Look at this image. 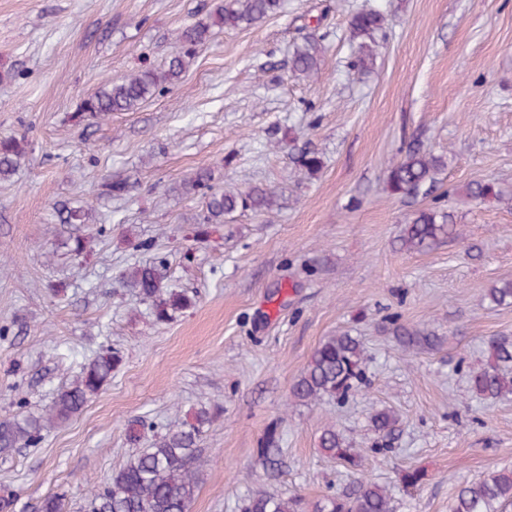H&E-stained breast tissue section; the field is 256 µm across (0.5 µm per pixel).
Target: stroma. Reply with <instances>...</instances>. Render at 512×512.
<instances>
[{"label": "stroma", "instance_id": "stroma-1", "mask_svg": "<svg viewBox=\"0 0 512 512\" xmlns=\"http://www.w3.org/2000/svg\"><path fill=\"white\" fill-rule=\"evenodd\" d=\"M216 3L0 0V137L30 143L0 180V419L42 413L101 346L124 358L79 415L0 455V490L14 492L12 512H37L51 493L83 512L91 483L149 446L130 442L131 420L162 431L217 404L191 512H240L257 491L314 501L361 478L390 488L393 512H450L461 486L512 465V396L481 400L467 384L486 340L512 336V306L484 298L512 279V201L465 195L488 181L512 194V0H284L261 26L216 31L180 83L136 111L76 119L105 81L164 62L177 31ZM372 7L387 22L360 77L349 19ZM312 32L321 68L295 76L293 46ZM415 140L448 166L410 201L384 174ZM304 149L322 156L314 174L294 167ZM201 168L221 188L267 185L281 206L236 212L193 240L203 199L180 185ZM108 177L127 179L124 199L100 197ZM88 198L90 223H56L55 201ZM435 204L455 211L462 239L402 251V226ZM77 234L81 257L65 246ZM146 238L156 251L136 249ZM156 255L194 299L164 324L117 280ZM390 314L441 347L404 350L382 330ZM342 331L364 344L366 387L342 405L291 400L313 350ZM380 409L399 417L388 452L373 448ZM330 425L358 448V469L321 454ZM272 427L274 471L257 453ZM409 468L427 477L408 494Z\"/></svg>", "mask_w": 512, "mask_h": 512}]
</instances>
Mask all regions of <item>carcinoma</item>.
<instances>
[{"label":"carcinoma","instance_id":"cac0c4a2","mask_svg":"<svg viewBox=\"0 0 512 512\" xmlns=\"http://www.w3.org/2000/svg\"><path fill=\"white\" fill-rule=\"evenodd\" d=\"M282 0H224L205 17L184 27L176 37L177 50L166 67L158 70L145 67L124 77L108 80L83 99L77 111L79 117L88 113L105 119L114 112H131L153 97L164 84L173 85L185 71L195 47L205 44L214 26L247 28L263 22L279 12ZM384 14L376 9L351 15L353 37H360L353 69L359 74L369 71L373 62L372 44L375 35L384 29ZM320 39L311 36L293 48L292 71L297 76L312 77L319 70ZM29 141L24 135L0 137V180L13 176L26 156ZM299 166L312 174L322 166L318 152L308 151L298 159ZM446 165L445 158L410 145L402 156L385 172L389 193L400 198H416L437 183V175ZM212 174L199 172L182 182L184 194H199L205 209L195 230L199 238L207 226L224 223V217L237 210L270 212L279 207L275 191L252 186L246 191L216 188ZM127 191L124 180L107 178L100 195L121 197ZM470 199H503V193L491 182L468 185ZM90 202L77 204L61 200L54 206L59 224H87ZM462 237L456 216L451 211L424 208L414 213L404 225L399 241L408 252L422 251L445 239ZM122 287L139 295L148 304L159 323L172 319L174 313L193 305L187 293L171 287L167 261L157 257L145 264H133L119 274ZM485 300L494 306L512 304V280L496 283L487 290ZM384 328L404 348L432 349L439 337L432 332L410 328L399 322V316L386 318ZM486 362L469 374L472 394L485 400L512 395V336H492L485 342ZM123 362L121 351L103 347L84 364L77 378L60 389L45 412L19 414L0 420V454L9 455L18 448L37 446L49 429L80 414L90 399L112 379ZM367 355L362 342L349 332L330 336L313 351L300 376L291 388V397L304 403H317L325 398L339 403L346 401L365 378ZM221 413L218 406H201L179 425L155 435L150 447L131 457L126 464L89 489V512H189L199 485L197 444L203 430ZM372 428L378 438L392 435L398 417L388 409L371 416ZM276 429H271L258 449V455L269 463L276 461L280 448ZM319 448L350 469L358 466L359 453L351 447L341 432L331 426L319 436ZM424 471L413 468L402 471L400 482L405 490L424 481ZM512 505V466L503 467L487 477L459 488L452 512H505ZM241 512H392L391 495L386 487L375 482L359 481L358 490L348 496L327 494L309 502L299 495L282 496L256 493L244 499Z\"/></svg>","mask_w":512,"mask_h":512}]
</instances>
